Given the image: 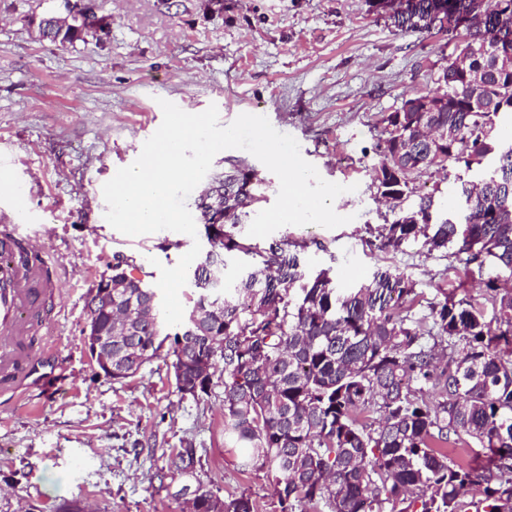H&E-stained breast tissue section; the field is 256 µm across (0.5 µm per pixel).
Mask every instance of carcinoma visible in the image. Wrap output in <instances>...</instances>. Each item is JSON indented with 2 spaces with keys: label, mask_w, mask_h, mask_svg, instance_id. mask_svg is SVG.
Instances as JSON below:
<instances>
[{
  "label": "carcinoma",
  "mask_w": 512,
  "mask_h": 512,
  "mask_svg": "<svg viewBox=\"0 0 512 512\" xmlns=\"http://www.w3.org/2000/svg\"><path fill=\"white\" fill-rule=\"evenodd\" d=\"M396 26L448 36L453 52L487 66L512 53V0H385ZM83 38L74 18L53 41ZM440 88L417 94L382 119L374 145L377 194L394 218L377 230L378 248L423 238L428 252L466 255L512 275V71L473 96L448 63ZM438 129L454 137H436ZM452 160L481 177L461 182L463 215L432 221L433 199L415 180ZM257 174L243 163L224 173V196H206L203 213L224 206V258L244 259L224 301L203 287L196 263L191 313L207 312L205 335L165 333L160 307L112 337V379L135 376L169 343L178 392L195 366L212 360L224 374V443L244 471L279 487L280 512H512V289L484 281L485 300L448 294L415 318L413 283L390 270L349 291L331 269L305 271L306 240L266 244L237 228L258 197ZM418 196L412 202L410 198ZM136 261L112 266V311L87 295L88 319L105 335L111 314L143 297ZM494 314L486 319L485 303ZM201 512H255L243 494L203 489Z\"/></svg>",
  "instance_id": "cac0c4a2"
}]
</instances>
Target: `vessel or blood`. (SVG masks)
Segmentation results:
<instances>
[{
	"label": "vessel or blood",
	"instance_id": "1",
	"mask_svg": "<svg viewBox=\"0 0 512 512\" xmlns=\"http://www.w3.org/2000/svg\"><path fill=\"white\" fill-rule=\"evenodd\" d=\"M45 253L35 242L0 240V393L45 387L36 374L39 356L30 345L36 323L51 318L45 305Z\"/></svg>",
	"mask_w": 512,
	"mask_h": 512
}]
</instances>
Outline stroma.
<instances>
[{
  "mask_svg": "<svg viewBox=\"0 0 512 512\" xmlns=\"http://www.w3.org/2000/svg\"><path fill=\"white\" fill-rule=\"evenodd\" d=\"M105 29L60 44L40 38L34 19L63 12V0H0V224H19L44 245L56 282V314L34 336L51 342L54 391L0 397V512H54L64 499L84 512H186L183 487L251 498L278 512L273 484L241 471L224 445V377L201 401L182 397L158 355L131 378L104 375L84 343L85 299L119 257L156 284L193 241L162 230L128 236L105 219L102 187L130 165L163 120L159 99L189 113L216 105L221 125L243 113L266 116L293 136L321 177L351 186L352 219L334 229L287 225L273 239H309L306 269L330 268L339 288L377 270L410 278L421 303L478 296L487 270L409 242L371 246L370 231L392 214L372 184L377 127L417 93L436 89L451 50L446 36L397 29L378 0H95ZM241 162L261 180L260 212L279 181L240 149L219 152L186 200L196 226L200 199ZM463 167L428 171L417 182L443 220L460 202ZM192 450L195 466L169 467Z\"/></svg>",
  "mask_w": 512,
  "mask_h": 512,
  "instance_id": "obj_1",
  "label": "stroma"
}]
</instances>
